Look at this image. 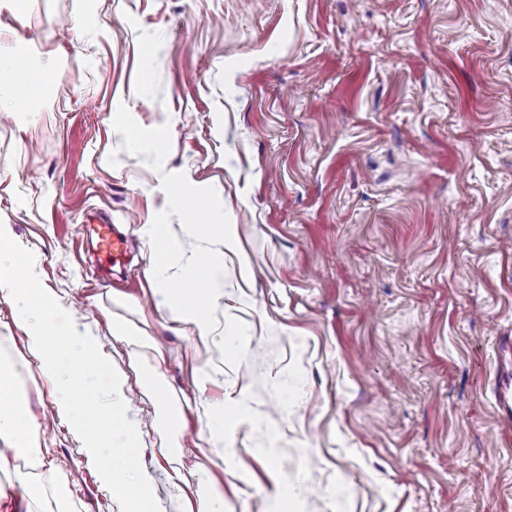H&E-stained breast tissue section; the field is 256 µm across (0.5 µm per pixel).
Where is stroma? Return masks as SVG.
<instances>
[{
  "label": "stroma",
  "mask_w": 512,
  "mask_h": 512,
  "mask_svg": "<svg viewBox=\"0 0 512 512\" xmlns=\"http://www.w3.org/2000/svg\"><path fill=\"white\" fill-rule=\"evenodd\" d=\"M1 27L17 38L0 52L23 45L57 78L38 112H0V222L119 365L152 371L160 512L196 504L161 479L177 462L208 467L226 512H271L292 485L295 512H512L494 398L512 339V0H27ZM86 224L125 234L124 266L101 264ZM146 224L176 249L169 281L222 252L207 318L236 352L169 316ZM117 321L153 346L113 338ZM26 342L0 301L45 481L76 512H121ZM220 409L237 419L219 458ZM174 201L183 208L196 213H208L213 208L212 200L203 194L184 192L179 185L170 189Z\"/></svg>",
  "instance_id": "stroma-1"
}]
</instances>
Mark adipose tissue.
<instances>
[{
    "mask_svg": "<svg viewBox=\"0 0 512 512\" xmlns=\"http://www.w3.org/2000/svg\"><path fill=\"white\" fill-rule=\"evenodd\" d=\"M55 77L52 68L33 67L24 51L0 56V91L27 89L29 110L39 108L43 89ZM39 264L37 254L16 246L12 225L0 224V299L12 306L15 323L28 338V353L53 388L57 418L95 463L103 487L123 501L124 512H158L152 477L141 464V410L128 395L130 377L78 317L66 315L62 299L42 287ZM219 269L216 258L186 262L177 286L167 290L172 318L205 343L211 334L204 313L217 300ZM39 429L16 362L0 352V443L13 450L12 458L0 456V470L15 459L41 457ZM166 476L177 489L196 484L197 512H224V496L212 488L204 464L173 467ZM0 504L9 512H72L37 476L19 477L14 486L0 484Z\"/></svg>",
    "mask_w": 512,
    "mask_h": 512,
    "instance_id": "adipose-tissue-1",
    "label": "adipose tissue"
}]
</instances>
